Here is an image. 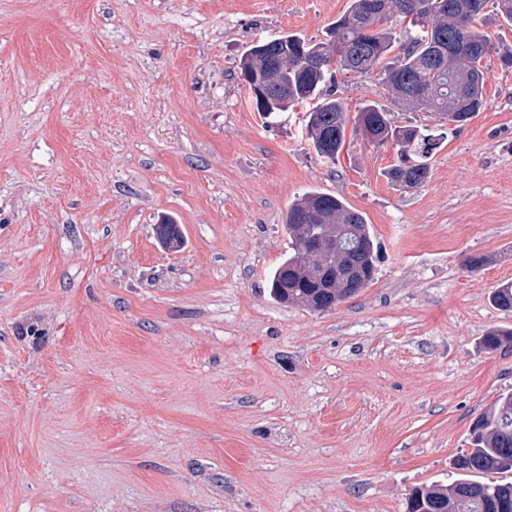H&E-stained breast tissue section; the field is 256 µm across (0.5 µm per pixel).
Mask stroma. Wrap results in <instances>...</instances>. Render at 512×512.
<instances>
[{
  "mask_svg": "<svg viewBox=\"0 0 512 512\" xmlns=\"http://www.w3.org/2000/svg\"><path fill=\"white\" fill-rule=\"evenodd\" d=\"M348 6L0 0V512H405L512 390V351L480 344L512 327V68L489 57L460 128L337 73L350 109L442 135L400 188L392 145L320 157L309 103L266 124L241 76L253 42L323 40ZM312 190L381 245L321 313L268 287Z\"/></svg>",
  "mask_w": 512,
  "mask_h": 512,
  "instance_id": "stroma-1",
  "label": "stroma"
}]
</instances>
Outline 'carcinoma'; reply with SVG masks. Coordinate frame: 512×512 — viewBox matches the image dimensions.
<instances>
[{
	"mask_svg": "<svg viewBox=\"0 0 512 512\" xmlns=\"http://www.w3.org/2000/svg\"><path fill=\"white\" fill-rule=\"evenodd\" d=\"M385 14H374L366 0L350 5L330 29L329 39L316 44L296 35L275 38L273 61L256 47L249 48L240 63L245 80L257 75L277 95L286 91L285 112L296 103L313 101L304 122L315 151L336 160L346 145L347 107L325 89L333 78L328 69L316 70L309 61L316 50L331 46L338 70L365 74L381 66V82L394 103L412 112H436L462 125L486 104L485 67L490 39L474 22L476 9L486 0H442L417 24L412 7L424 9L427 0H385ZM407 22L406 40L396 36L388 23ZM352 135L373 146L393 143L398 162L386 174L395 184L419 187L427 182V159L436 148V136L418 126H394L390 112L374 101H364L354 117ZM288 256L271 272V295L290 305L329 311L357 296L375 279L378 245L364 216L339 198L318 190L307 192L288 206L284 218ZM499 308L512 310V283L493 294ZM488 352L512 349V329H496L482 339ZM512 471V392L502 393L493 407L482 413L470 428L469 447L453 459L448 484L416 487L410 497L417 507L407 512H512V482L488 481L490 474Z\"/></svg>",
	"mask_w": 512,
	"mask_h": 512,
	"instance_id": "carcinoma-1",
	"label": "carcinoma"
}]
</instances>
